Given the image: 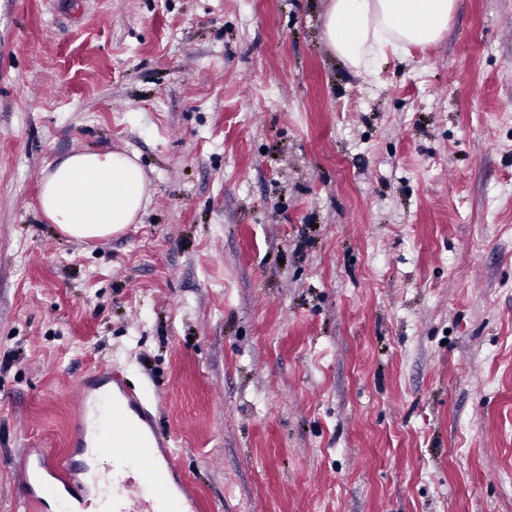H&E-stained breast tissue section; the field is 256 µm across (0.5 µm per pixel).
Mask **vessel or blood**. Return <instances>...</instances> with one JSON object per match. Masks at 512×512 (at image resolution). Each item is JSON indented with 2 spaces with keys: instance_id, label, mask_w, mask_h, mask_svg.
I'll use <instances>...</instances> for the list:
<instances>
[{
  "instance_id": "obj_1",
  "label": "vessel or blood",
  "mask_w": 512,
  "mask_h": 512,
  "mask_svg": "<svg viewBox=\"0 0 512 512\" xmlns=\"http://www.w3.org/2000/svg\"><path fill=\"white\" fill-rule=\"evenodd\" d=\"M76 432L71 441L99 468L91 485H80L85 465L73 456L23 453L18 474L24 512L53 503L55 512H88L112 494L111 512H203L204 506L176 467L174 449L140 393L122 375L96 374L78 386Z\"/></svg>"
}]
</instances>
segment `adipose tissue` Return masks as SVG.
<instances>
[{
	"label": "adipose tissue",
	"instance_id": "1",
	"mask_svg": "<svg viewBox=\"0 0 512 512\" xmlns=\"http://www.w3.org/2000/svg\"><path fill=\"white\" fill-rule=\"evenodd\" d=\"M458 0H328L324 36L332 52L357 70L372 72L387 54L436 42ZM149 200L136 161L120 151H74L42 182L44 217L77 240L111 236L133 223Z\"/></svg>",
	"mask_w": 512,
	"mask_h": 512
}]
</instances>
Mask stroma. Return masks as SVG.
Wrapping results in <instances>:
<instances>
[{
    "instance_id": "obj_1",
    "label": "stroma",
    "mask_w": 512,
    "mask_h": 512,
    "mask_svg": "<svg viewBox=\"0 0 512 512\" xmlns=\"http://www.w3.org/2000/svg\"><path fill=\"white\" fill-rule=\"evenodd\" d=\"M326 5L0 0V512L101 367L211 512H512V0L370 76ZM77 149L145 174L105 239ZM44 217L77 240L111 236L132 224L149 200L136 161L120 151H74L41 182Z\"/></svg>"
}]
</instances>
